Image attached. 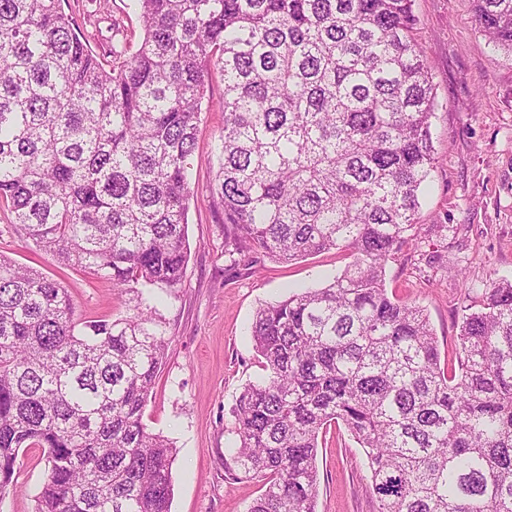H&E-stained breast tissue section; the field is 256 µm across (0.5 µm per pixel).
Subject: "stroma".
<instances>
[{
    "label": "stroma",
    "instance_id": "obj_1",
    "mask_svg": "<svg viewBox=\"0 0 512 512\" xmlns=\"http://www.w3.org/2000/svg\"><path fill=\"white\" fill-rule=\"evenodd\" d=\"M103 63H111L112 26L124 25L128 52L141 41L133 0H63ZM414 39L433 77L431 133L437 164L421 198L415 246L386 266V286L425 309L441 353L454 349L469 295L491 282L512 281V51L494 46L475 20L471 0H414ZM213 107L200 116L188 160L193 192L188 214V262L180 288L118 293L111 280L74 270L38 251L0 209V253L40 269L68 289L74 319L86 325L125 318L154 305L169 340L167 359L143 421L170 439L171 512H247L260 481L237 470L235 401L245 384L264 378L250 326L256 310L289 291L326 284L349 256L326 251L289 264L263 252H224V213L212 197L224 114L220 74L210 85ZM444 224L447 238L432 227ZM16 489L0 512H34L47 474L37 450L19 457ZM317 512H377L365 456L348 435L320 438Z\"/></svg>",
    "mask_w": 512,
    "mask_h": 512
}]
</instances>
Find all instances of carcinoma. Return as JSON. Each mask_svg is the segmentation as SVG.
Returning <instances> with one entry per match:
<instances>
[{"instance_id":"1","label":"carcinoma","mask_w":512,"mask_h":512,"mask_svg":"<svg viewBox=\"0 0 512 512\" xmlns=\"http://www.w3.org/2000/svg\"><path fill=\"white\" fill-rule=\"evenodd\" d=\"M143 36L106 67L61 0H0V208L59 263L122 293L174 289L196 148L224 81L213 198L224 240L289 263L338 249L322 288L261 306L266 377L236 399L248 512H316L319 437L362 449L378 512H512V282L466 307L441 363L420 306L388 295L436 165L413 0H134ZM512 51V0H472ZM156 311L76 331L67 289L0 254V497L41 449L35 512H170L176 448L145 407Z\"/></svg>"}]
</instances>
